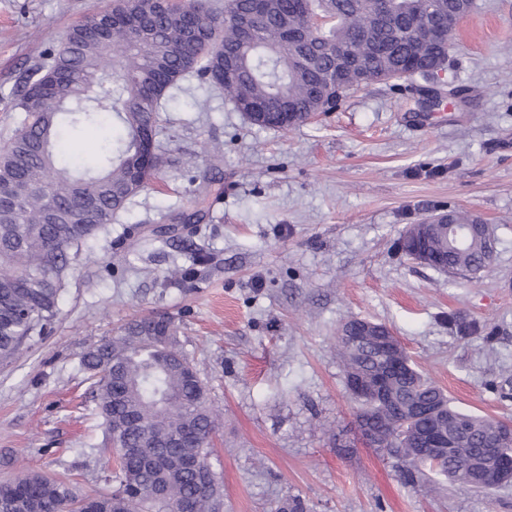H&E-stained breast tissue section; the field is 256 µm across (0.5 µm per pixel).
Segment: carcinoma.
Wrapping results in <instances>:
<instances>
[{"instance_id":"carcinoma-1","label":"carcinoma","mask_w":512,"mask_h":512,"mask_svg":"<svg viewBox=\"0 0 512 512\" xmlns=\"http://www.w3.org/2000/svg\"><path fill=\"white\" fill-rule=\"evenodd\" d=\"M473 0H224L215 11L205 0H158L144 13L127 0L93 8L50 53V62L24 80L16 106L25 113L0 149V365L13 363L26 348L50 334L59 302L69 288L83 250L111 233L132 198L161 178L168 135L161 112L170 89L196 76L224 90L239 112H255L260 128L292 130L318 110L326 82L341 78V92L371 81L426 77L448 61V14L467 16ZM251 20L248 32L230 23ZM311 17L324 23L308 30ZM236 64L224 69V57ZM105 125L122 133L97 144L79 168L60 164L58 145L71 132ZM457 235L443 238L420 225L417 247L442 260L452 275L490 269L495 242L484 237L482 219L452 209ZM150 234L178 245L190 265L173 275L187 284L207 262L204 249L181 237L180 229ZM369 324L379 335L387 326L365 318L344 323L336 336L344 379H376L384 352L373 342L349 344L342 332L360 335ZM177 325L170 316H144L89 348L81 369L102 418L117 469L105 477L110 492L79 496L61 480L27 471L0 485V512L16 498L35 512H218L223 493L216 472L204 484L179 466L150 467L124 452L175 458L196 452L208 457L217 414L193 365L176 348ZM393 380L394 401L352 395L358 426L382 435L379 451L407 473L428 471L469 484L470 458L484 455L508 424L448 409V431L457 450L435 467L419 456L418 436L434 427L414 418L415 401L444 397L409 355ZM161 489L163 498L154 495Z\"/></svg>"}]
</instances>
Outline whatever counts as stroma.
Instances as JSON below:
<instances>
[{
	"label": "stroma",
	"instance_id": "1",
	"mask_svg": "<svg viewBox=\"0 0 512 512\" xmlns=\"http://www.w3.org/2000/svg\"><path fill=\"white\" fill-rule=\"evenodd\" d=\"M111 0H0V146L24 117L23 78L69 28ZM419 78L374 83L291 131L249 123L219 92L182 82L163 118L160 180L84 252L54 332L0 365V483L30 468L84 494L107 490L104 442L83 353L121 325L174 316L181 352L219 415L209 462L223 512H512V485L439 479L421 494L370 448L337 355L338 328L388 326L458 409L512 421V0H474L428 108ZM214 150L203 153V143ZM211 254L189 287L167 285L184 254L124 241L132 227L192 209ZM440 209L478 213L496 239L489 272L453 276L399 248ZM476 322L463 338L449 315Z\"/></svg>",
	"mask_w": 512,
	"mask_h": 512
}]
</instances>
